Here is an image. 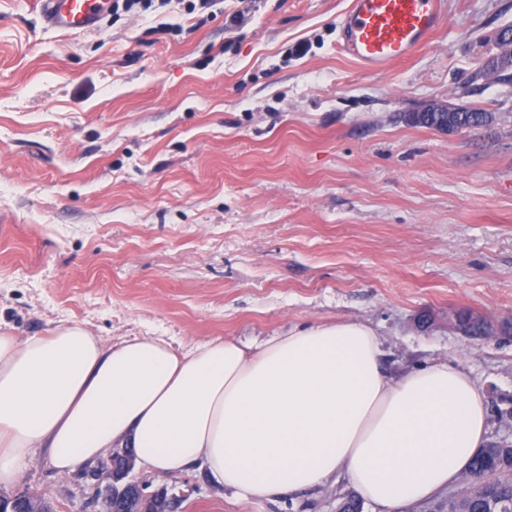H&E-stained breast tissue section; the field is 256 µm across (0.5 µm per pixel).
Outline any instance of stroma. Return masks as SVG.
<instances>
[{
	"instance_id": "stroma-1",
	"label": "stroma",
	"mask_w": 512,
	"mask_h": 512,
	"mask_svg": "<svg viewBox=\"0 0 512 512\" xmlns=\"http://www.w3.org/2000/svg\"><path fill=\"white\" fill-rule=\"evenodd\" d=\"M34 2L0 0V332L75 322L179 350L362 321L391 376L464 369L489 440H512V78H473L512 0H447L429 46L371 73L338 51L350 0H158L78 34ZM432 103L492 120L408 122ZM153 484L193 487L177 512H336L357 496L341 475L240 496L196 464ZM25 492L95 509L41 451L0 486Z\"/></svg>"
}]
</instances>
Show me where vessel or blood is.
I'll list each match as a JSON object with an SVG mask.
<instances>
[{"instance_id": "b4317fda", "label": "vessel or blood", "mask_w": 512, "mask_h": 512, "mask_svg": "<svg viewBox=\"0 0 512 512\" xmlns=\"http://www.w3.org/2000/svg\"><path fill=\"white\" fill-rule=\"evenodd\" d=\"M51 29L94 32L112 0H37ZM447 22L444 0H351L341 21V50L364 71L379 72L426 46Z\"/></svg>"}]
</instances>
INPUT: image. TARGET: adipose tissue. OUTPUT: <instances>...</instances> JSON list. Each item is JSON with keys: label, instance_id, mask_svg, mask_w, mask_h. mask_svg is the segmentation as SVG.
<instances>
[{"label": "adipose tissue", "instance_id": "ef3b65f1", "mask_svg": "<svg viewBox=\"0 0 512 512\" xmlns=\"http://www.w3.org/2000/svg\"><path fill=\"white\" fill-rule=\"evenodd\" d=\"M487 432L485 398L464 370L437 362L391 378L361 322L181 352L158 336L109 342L77 323L0 333V485L40 448L62 474L130 448L149 471L198 464L258 497L342 474L395 512L447 490Z\"/></svg>", "mask_w": 512, "mask_h": 512}]
</instances>
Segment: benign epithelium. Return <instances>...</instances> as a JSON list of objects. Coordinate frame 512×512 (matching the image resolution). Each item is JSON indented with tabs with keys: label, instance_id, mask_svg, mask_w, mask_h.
<instances>
[{
	"label": "benign epithelium",
	"instance_id": "benign-epithelium-1",
	"mask_svg": "<svg viewBox=\"0 0 512 512\" xmlns=\"http://www.w3.org/2000/svg\"><path fill=\"white\" fill-rule=\"evenodd\" d=\"M501 52L483 62L479 72L488 76L512 68V27L503 28L497 35ZM437 113L441 128H446L448 106L429 104L418 112L409 114L410 122H417L425 113ZM137 462L129 449L110 453L107 459L99 460L87 471V475L97 478L92 485L91 502L101 505L99 512H174L178 502L195 492L188 487V492L176 496L165 487L148 491L149 482L133 474Z\"/></svg>",
	"mask_w": 512,
	"mask_h": 512
}]
</instances>
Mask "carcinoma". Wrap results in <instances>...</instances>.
Here are the masks:
<instances>
[{"mask_svg":"<svg viewBox=\"0 0 512 512\" xmlns=\"http://www.w3.org/2000/svg\"><path fill=\"white\" fill-rule=\"evenodd\" d=\"M485 124V111L472 109L468 112L448 113V131L456 128H477ZM512 467V454L503 457V451L480 448L474 455L467 475L483 484L475 490L476 499L448 504V512H459L470 505L473 512H512V476L505 470Z\"/></svg>","mask_w":512,"mask_h":512,"instance_id":"1","label":"carcinoma"}]
</instances>
